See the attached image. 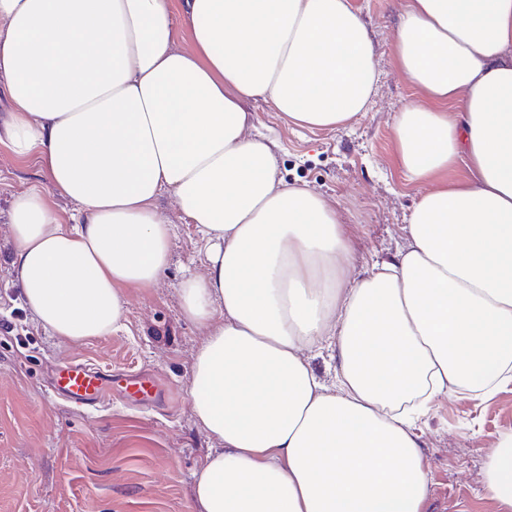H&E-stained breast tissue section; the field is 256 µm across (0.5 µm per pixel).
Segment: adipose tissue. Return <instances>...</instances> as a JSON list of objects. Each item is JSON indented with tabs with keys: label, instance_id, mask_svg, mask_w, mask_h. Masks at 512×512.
Returning <instances> with one entry per match:
<instances>
[{
	"label": "adipose tissue",
	"instance_id": "ef3b65f1",
	"mask_svg": "<svg viewBox=\"0 0 512 512\" xmlns=\"http://www.w3.org/2000/svg\"><path fill=\"white\" fill-rule=\"evenodd\" d=\"M394 53L421 95L396 116L402 169L440 184L407 248L351 279L335 209L279 178L247 109L317 130L368 110L380 73L351 0H0V135L80 212L12 200L38 323L64 343L120 330L127 289L171 262L161 192L201 235L206 274L180 296L205 331L190 396L217 446L193 512H425L419 416L512 381V0H408ZM483 493L512 512V436Z\"/></svg>",
	"mask_w": 512,
	"mask_h": 512
}]
</instances>
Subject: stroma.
<instances>
[{
	"mask_svg": "<svg viewBox=\"0 0 512 512\" xmlns=\"http://www.w3.org/2000/svg\"><path fill=\"white\" fill-rule=\"evenodd\" d=\"M375 48L380 80L368 111L344 127L311 130L252 104L254 131L276 139L278 172L323 195L344 224L352 275L406 247L404 227L425 187L400 166L395 117L419 99L392 52L407 0H351ZM36 187L63 221L78 206L55 191L37 157L0 142V512H192L194 474L215 447L197 423L189 391L202 329L181 312L179 284L203 274L201 237L173 199L158 209L172 226L173 260L151 288L126 293L119 332L73 345L44 330L24 305L11 267L13 196ZM78 361L119 378L148 373L165 396L137 403L120 390L98 406L55 396L50 378ZM432 479L426 512H491L483 497L486 457L512 435V382L491 398L442 399L418 423Z\"/></svg>",
	"mask_w": 512,
	"mask_h": 512,
	"instance_id": "1",
	"label": "stroma"
}]
</instances>
